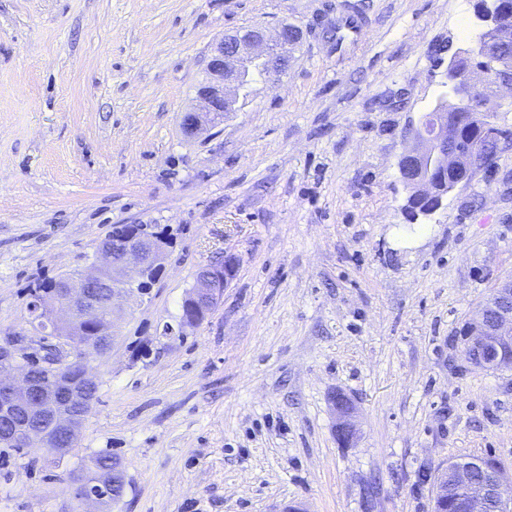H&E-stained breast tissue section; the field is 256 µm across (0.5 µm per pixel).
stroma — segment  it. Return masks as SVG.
I'll list each match as a JSON object with an SVG mask.
<instances>
[{
	"mask_svg": "<svg viewBox=\"0 0 512 512\" xmlns=\"http://www.w3.org/2000/svg\"><path fill=\"white\" fill-rule=\"evenodd\" d=\"M365 4L340 51V0H0V336L31 333L30 284L82 270L113 225L172 241L91 364L74 447L0 448V512H85L67 474L102 449L130 482L112 512H432L440 464L512 472V371L454 342L512 277V144L416 220L398 170L475 0ZM255 24L301 29L293 66L187 136L212 44ZM227 253L220 306L163 334ZM331 402L337 417L336 438L343 446H350L359 433L356 404L343 391H336Z\"/></svg>",
	"mask_w": 512,
	"mask_h": 512,
	"instance_id": "obj_1",
	"label": "stroma"
}]
</instances>
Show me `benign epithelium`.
<instances>
[{
  "mask_svg": "<svg viewBox=\"0 0 512 512\" xmlns=\"http://www.w3.org/2000/svg\"><path fill=\"white\" fill-rule=\"evenodd\" d=\"M504 0H482L475 10L482 32L475 45L445 44L440 53L448 54L445 86L468 108L457 112V105L446 112L428 110L419 114L408 127V146L398 161L401 181L410 197L424 203L415 215L428 216L442 199L486 167L499 149L508 142L505 132L492 121L488 112L491 98L512 91V65L496 56L502 46L512 44V26L504 23ZM296 28L282 25L275 33L258 25L235 34H226L210 48L206 77L199 88L202 107L183 114L181 125L189 135L224 118L231 111L249 71L276 80L286 74L290 59V35ZM481 55L494 62L479 75L461 70V64ZM472 124L479 127L484 142L466 151L455 143L456 129ZM167 249L159 238L143 227L134 232L121 231L112 245H101L86 269L64 278L56 298L47 301L38 313L49 326L68 323L72 317L94 315L106 304L112 315L122 312L123 303L141 293V286L152 273L163 267ZM237 261L231 255L203 267L187 297L190 312L182 313L178 331L201 324L223 300L224 289L235 276ZM101 340L90 350L83 364V378L94 383L97 377L86 368L90 361L105 355L112 347L114 321L100 327ZM20 339L8 334L0 338V425L11 426V439L22 448L45 446L47 440L69 449L85 420L81 396L55 387L38 386L34 378L45 368L19 357ZM464 359L486 371L512 370V278L501 280L476 314L466 324L460 338ZM336 412V438L349 446L358 437L354 400L342 391L333 394ZM69 413L62 416L60 410ZM433 512H512V473L490 458L453 460L437 468L432 482Z\"/></svg>",
  "mask_w": 512,
  "mask_h": 512,
  "instance_id": "1",
  "label": "benign epithelium"
}]
</instances>
